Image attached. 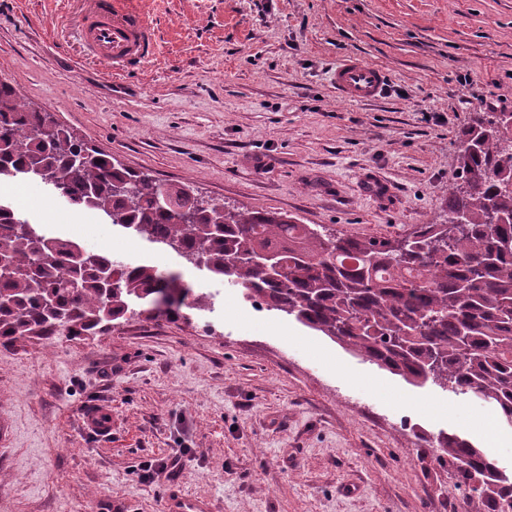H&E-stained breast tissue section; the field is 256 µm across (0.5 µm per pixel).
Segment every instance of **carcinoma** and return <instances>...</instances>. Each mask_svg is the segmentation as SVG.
Segmentation results:
<instances>
[{
	"label": "carcinoma",
	"instance_id": "carcinoma-1",
	"mask_svg": "<svg viewBox=\"0 0 512 512\" xmlns=\"http://www.w3.org/2000/svg\"><path fill=\"white\" fill-rule=\"evenodd\" d=\"M461 183L441 224L402 239L343 236L275 211L191 201L86 146L51 113L0 82V181L48 176L70 204L245 290L364 360L402 377L472 393L512 420V117L494 112L460 136ZM463 217L464 223L454 219ZM277 254L271 274L257 254ZM0 345L95 336L131 314L175 318L192 289L174 273L87 252L0 207ZM438 457L477 481V498L512 503V476L469 440L442 433Z\"/></svg>",
	"mask_w": 512,
	"mask_h": 512
}]
</instances>
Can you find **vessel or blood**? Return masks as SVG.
<instances>
[{"instance_id": "vessel-or-blood-1", "label": "vessel or blood", "mask_w": 512, "mask_h": 512, "mask_svg": "<svg viewBox=\"0 0 512 512\" xmlns=\"http://www.w3.org/2000/svg\"><path fill=\"white\" fill-rule=\"evenodd\" d=\"M88 57L106 63L113 73L144 62L156 50L154 27L130 0H90L80 29ZM329 80L337 93L355 103L381 97L386 76L362 58L347 55L331 68ZM84 430L100 437L112 434V412L101 408L84 416Z\"/></svg>"}]
</instances>
